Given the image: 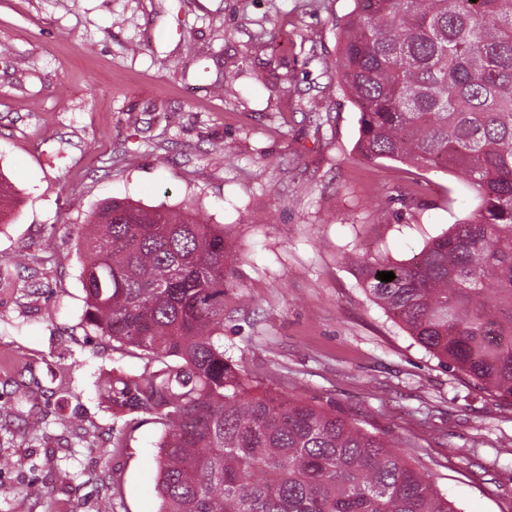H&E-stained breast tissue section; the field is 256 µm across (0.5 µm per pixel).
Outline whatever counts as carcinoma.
Here are the masks:
<instances>
[{"instance_id": "1", "label": "carcinoma", "mask_w": 512, "mask_h": 512, "mask_svg": "<svg viewBox=\"0 0 512 512\" xmlns=\"http://www.w3.org/2000/svg\"><path fill=\"white\" fill-rule=\"evenodd\" d=\"M354 2L335 73L360 112L359 156L455 173L480 199L406 261L356 259L362 285L442 363L511 400L512 0ZM80 251L86 323L160 363L102 387L163 425L158 512H458L403 444L257 390L227 355L224 310L243 289L224 225L113 201Z\"/></svg>"}]
</instances>
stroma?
Returning a JSON list of instances; mask_svg holds the SVG:
<instances>
[{"mask_svg":"<svg viewBox=\"0 0 512 512\" xmlns=\"http://www.w3.org/2000/svg\"><path fill=\"white\" fill-rule=\"evenodd\" d=\"M353 7L0 0V512H158L162 427L99 391L153 363L84 320L81 226L114 198L227 227L250 302L224 346L261 387L408 444L458 512H512V401L439 362L342 261L407 260L478 205L453 175L358 157L333 69Z\"/></svg>","mask_w":512,"mask_h":512,"instance_id":"obj_1","label":"stroma"}]
</instances>
